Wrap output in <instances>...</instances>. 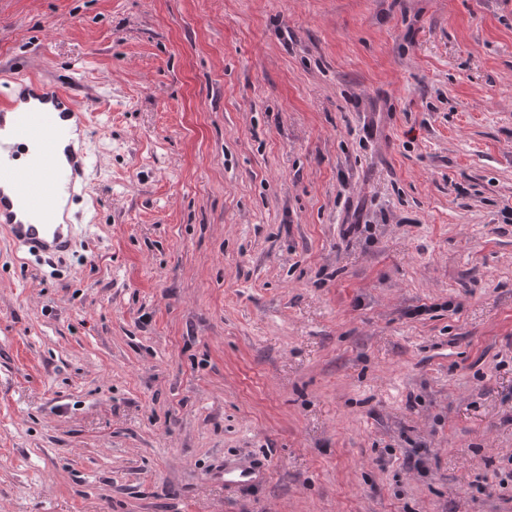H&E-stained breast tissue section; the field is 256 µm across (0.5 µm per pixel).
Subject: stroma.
<instances>
[{
  "label": "stroma",
  "mask_w": 512,
  "mask_h": 512,
  "mask_svg": "<svg viewBox=\"0 0 512 512\" xmlns=\"http://www.w3.org/2000/svg\"><path fill=\"white\" fill-rule=\"evenodd\" d=\"M15 64L101 109L64 274L0 232V512H512V0H0Z\"/></svg>",
  "instance_id": "obj_1"
}]
</instances>
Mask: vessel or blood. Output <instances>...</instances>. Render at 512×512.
Returning <instances> with one entry per match:
<instances>
[{"label": "vessel or blood", "mask_w": 512, "mask_h": 512, "mask_svg": "<svg viewBox=\"0 0 512 512\" xmlns=\"http://www.w3.org/2000/svg\"><path fill=\"white\" fill-rule=\"evenodd\" d=\"M80 86L73 76L47 83L0 72V228L17 252L42 262L88 233L70 209L93 169L85 135L96 114L78 104Z\"/></svg>", "instance_id": "vessel-or-blood-1"}]
</instances>
